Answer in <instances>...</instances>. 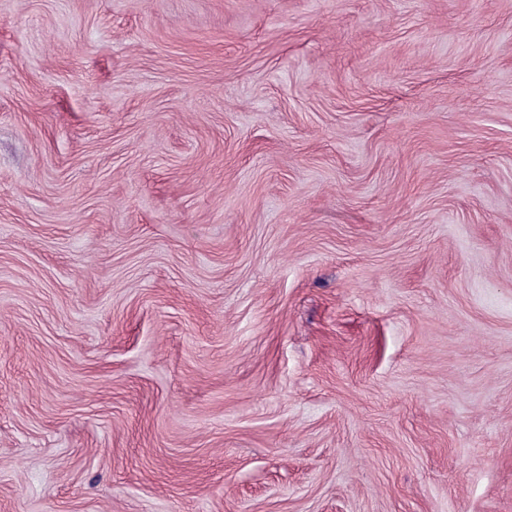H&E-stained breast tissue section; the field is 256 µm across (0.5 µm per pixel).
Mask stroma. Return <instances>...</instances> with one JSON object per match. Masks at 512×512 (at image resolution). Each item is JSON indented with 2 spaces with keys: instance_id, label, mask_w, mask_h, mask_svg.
<instances>
[{
  "instance_id": "35a3bbf8",
  "label": "stroma",
  "mask_w": 512,
  "mask_h": 512,
  "mask_svg": "<svg viewBox=\"0 0 512 512\" xmlns=\"http://www.w3.org/2000/svg\"><path fill=\"white\" fill-rule=\"evenodd\" d=\"M0 512H512V0H0Z\"/></svg>"
}]
</instances>
